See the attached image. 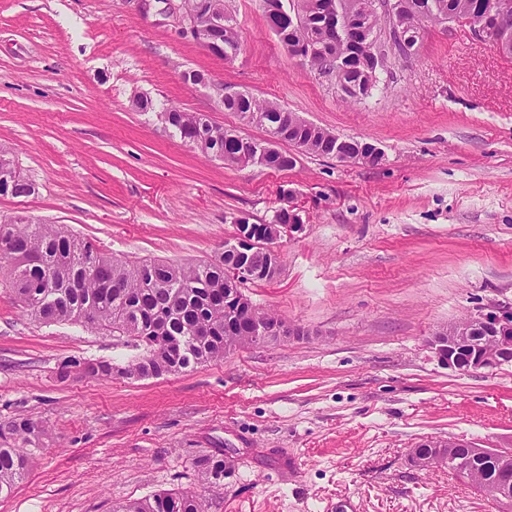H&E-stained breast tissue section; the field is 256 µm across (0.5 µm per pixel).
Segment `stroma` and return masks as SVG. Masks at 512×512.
<instances>
[{
	"mask_svg": "<svg viewBox=\"0 0 512 512\" xmlns=\"http://www.w3.org/2000/svg\"><path fill=\"white\" fill-rule=\"evenodd\" d=\"M240 27L233 61L181 38L137 0H0V149L34 184L0 217L65 224L120 260L214 259L235 220H270L292 190L305 222L280 239L283 269L246 290L305 329L197 369L141 380L73 374L133 348L82 324H41L0 275V425L44 429L0 512H112L162 490H200L198 457L233 472L205 512H499L447 467L410 451L428 438L512 443V364L459 373L428 338L512 306V55L470 27L424 24L389 53L372 94L289 56L264 0H224ZM205 74L202 84L182 74ZM249 91L382 164L300 154L293 169H238L157 117L173 104L263 138L217 104ZM152 99L155 111L132 102Z\"/></svg>",
	"mask_w": 512,
	"mask_h": 512,
	"instance_id": "stroma-1",
	"label": "stroma"
}]
</instances>
